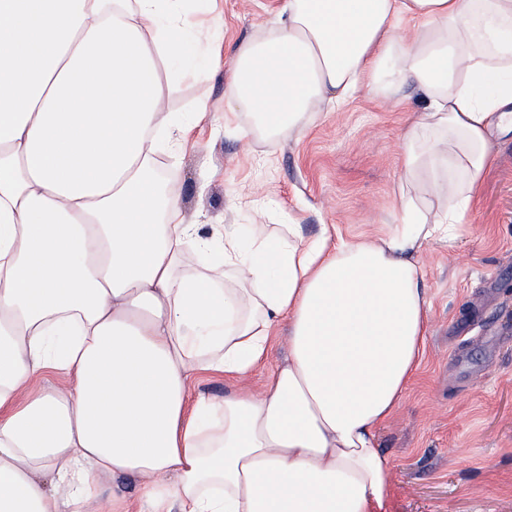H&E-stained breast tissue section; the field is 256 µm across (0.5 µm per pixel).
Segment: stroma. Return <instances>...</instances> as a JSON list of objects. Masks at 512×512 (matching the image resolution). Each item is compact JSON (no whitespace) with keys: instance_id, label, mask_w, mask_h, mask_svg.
I'll return each mask as SVG.
<instances>
[{"instance_id":"stroma-1","label":"stroma","mask_w":512,"mask_h":512,"mask_svg":"<svg viewBox=\"0 0 512 512\" xmlns=\"http://www.w3.org/2000/svg\"><path fill=\"white\" fill-rule=\"evenodd\" d=\"M283 0H192L219 18V64L197 59L165 106L210 119L177 161L159 155L188 223L300 225L344 239L395 223L401 139L422 113L415 84L401 98L359 95L319 112L295 139L269 146L225 135L226 77L236 47L267 27ZM487 172L455 238L417 257L429 301L426 351L399 408L378 430L392 467L393 512H512V134L494 139Z\"/></svg>"}]
</instances>
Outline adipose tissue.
I'll list each match as a JSON object with an SVG mask.
<instances>
[{
    "label": "adipose tissue",
    "instance_id": "obj_1",
    "mask_svg": "<svg viewBox=\"0 0 512 512\" xmlns=\"http://www.w3.org/2000/svg\"><path fill=\"white\" fill-rule=\"evenodd\" d=\"M177 2L0 0V512H388L376 432L425 353L416 256L512 132V0H284L237 46L249 122L224 132L246 141L382 84L422 92L397 222L362 240L186 222L155 157L209 114L166 110L171 64L186 32L211 62L221 45ZM282 325L286 359L241 387ZM48 370L66 386H33ZM201 374L232 387L194 393Z\"/></svg>",
    "mask_w": 512,
    "mask_h": 512
}]
</instances>
